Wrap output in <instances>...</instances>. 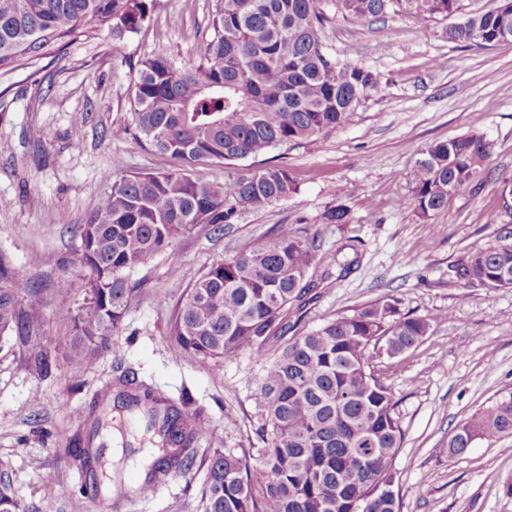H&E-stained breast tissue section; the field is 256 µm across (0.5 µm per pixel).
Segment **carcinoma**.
Returning <instances> with one entry per match:
<instances>
[{
    "mask_svg": "<svg viewBox=\"0 0 512 512\" xmlns=\"http://www.w3.org/2000/svg\"><path fill=\"white\" fill-rule=\"evenodd\" d=\"M322 0H221L214 37L201 67H177L157 55L139 63L135 83L133 150L154 148L188 169L103 176L108 188L85 223L72 264L83 269L87 303H60L56 322L72 326L68 363L83 375L110 349L135 291L130 275L166 253L200 224H228L240 208L264 210L296 193L282 166L248 177L212 181L213 161L256 157L346 125L380 76L331 59L320 41ZM463 0H339L354 24L396 12L422 18L459 14ZM493 5L448 27V39L493 46L512 37V5ZM156 0H0V66L65 45L89 26L114 37L138 32ZM492 155L477 134L427 146L417 161L411 206L423 217L444 209L472 184ZM346 266L338 255L316 260L313 244L288 225L263 241L193 274L172 324L174 346L216 363L243 352L264 362L260 380L267 415L261 428V465L267 480L251 485L246 450L216 448L201 489L204 512H402L393 461L404 432L374 358H393L419 344L438 320L405 316L396 304L374 301L350 316L285 337L288 307L302 303L319 263ZM458 273L490 290L512 288V232L470 252ZM20 271L0 256V341L33 339L42 323L21 308L13 284ZM128 407L141 408L161 454L136 488L153 494L172 472L190 470L192 445L209 428L179 402L160 396L127 368L118 378ZM512 435V394L458 425L448 453L462 455L477 439ZM94 475L100 451L66 449Z\"/></svg>",
    "mask_w": 512,
    "mask_h": 512,
    "instance_id": "1",
    "label": "carcinoma"
}]
</instances>
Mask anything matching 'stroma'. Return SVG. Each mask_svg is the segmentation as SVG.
Returning <instances> with one entry per match:
<instances>
[{
    "label": "stroma",
    "mask_w": 512,
    "mask_h": 512,
    "mask_svg": "<svg viewBox=\"0 0 512 512\" xmlns=\"http://www.w3.org/2000/svg\"><path fill=\"white\" fill-rule=\"evenodd\" d=\"M216 4L158 0L139 32L116 39L90 30L65 48L51 45L0 67V256L23 273L21 304L35 305L43 318L35 341L0 345V480L19 512H43L50 500L56 512H203L202 468L168 475L153 496L108 501L66 450L75 437L118 432L123 455L112 468L120 477L154 446L142 414L112 409L120 360L161 395L190 392L212 426L198 454L246 448L259 457L260 362L242 353L217 371L194 354L174 353L171 324L194 272L285 224L313 240L316 254L351 262L344 272L317 268L306 306L288 314L289 334L376 300H395L414 317L444 316L419 344L379 365L404 432L394 461L403 512H512V436L448 453L461 422L512 393V288L488 290L456 272L471 251L512 230L501 201L512 180V41L466 46L449 41L448 21L393 13L355 25L336 0H325L320 36L331 57L379 74V85L342 128L258 158L212 163L208 174L217 182L284 165L298 191L261 212L238 210L221 227L197 226L134 273L141 287L110 352L84 375L70 372L67 330L54 310L86 304L83 273L71 264L80 244L75 228L96 206L104 173L117 160L128 174L182 166L155 149L128 147L138 63L162 55L179 67L203 64ZM470 133L493 145L479 182L420 217L409 199L422 150ZM339 205L350 223H326ZM39 351L51 359L49 374L31 365Z\"/></svg>",
    "instance_id": "1"
}]
</instances>
